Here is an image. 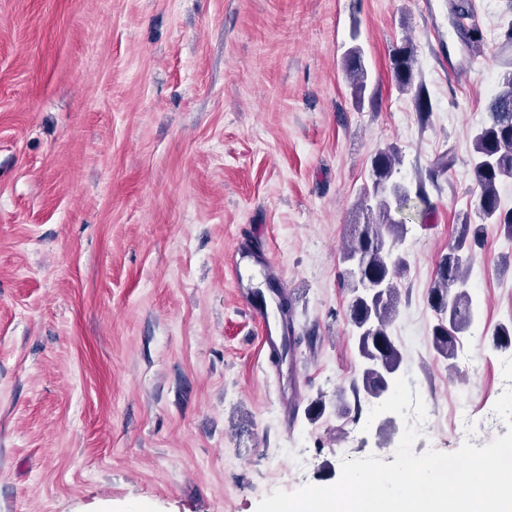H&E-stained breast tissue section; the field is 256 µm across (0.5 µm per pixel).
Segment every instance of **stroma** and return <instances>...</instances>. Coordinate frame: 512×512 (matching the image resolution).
<instances>
[{
  "label": "stroma",
  "instance_id": "stroma-1",
  "mask_svg": "<svg viewBox=\"0 0 512 512\" xmlns=\"http://www.w3.org/2000/svg\"><path fill=\"white\" fill-rule=\"evenodd\" d=\"M450 0H0V512H257L273 491L336 483L343 459L393 462L401 417L331 412L359 357L339 275L380 148L412 185L457 163L412 214L390 329L428 428L415 454L481 447L466 433L503 392L492 346L512 322V262L489 227L473 261L467 362L431 344L438 263L474 208L469 133L502 72L462 44ZM415 51L432 112L398 89ZM360 46L374 96L341 63ZM250 239L288 285L281 373L238 287ZM323 400L326 412L306 417ZM414 48L408 39L392 57L394 78L401 91H408L413 86Z\"/></svg>",
  "mask_w": 512,
  "mask_h": 512
}]
</instances>
